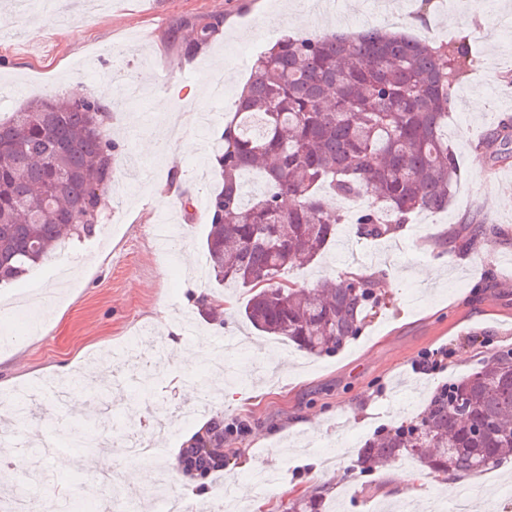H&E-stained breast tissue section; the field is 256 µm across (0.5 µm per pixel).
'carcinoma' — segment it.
<instances>
[{
    "label": "carcinoma",
    "instance_id": "1",
    "mask_svg": "<svg viewBox=\"0 0 512 512\" xmlns=\"http://www.w3.org/2000/svg\"><path fill=\"white\" fill-rule=\"evenodd\" d=\"M191 28L187 54L215 32L211 22ZM471 62L464 41L433 45L378 28L286 34L257 56L215 153L224 186L207 199L205 242L216 282L248 294L242 315L257 331L317 355L361 334L382 303L377 288L386 273H346L311 288L281 276L316 260L339 224L378 238L416 212L448 209L460 171L443 128L453 87ZM103 110L94 97L42 98L0 121V285L86 231L69 204L99 202L95 173L117 150ZM249 170L262 173L268 189L246 202L240 179ZM325 192L363 205L349 217ZM489 228L476 225L457 250L476 249ZM222 447L217 419L185 448L191 475L223 469ZM406 456L434 474L467 475L512 457V349L448 381L420 418L360 451L368 466ZM288 512H323V497L296 499Z\"/></svg>",
    "mask_w": 512,
    "mask_h": 512
}]
</instances>
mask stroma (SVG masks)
<instances>
[{
  "mask_svg": "<svg viewBox=\"0 0 512 512\" xmlns=\"http://www.w3.org/2000/svg\"><path fill=\"white\" fill-rule=\"evenodd\" d=\"M294 13L295 33L407 25L432 44L465 38L473 66L453 90L448 137L457 154L460 180L446 211L421 212L391 238L361 239L342 224L336 238L313 264L285 277L301 286L333 278L348 269H385L379 289L384 308L361 336L329 356H311L288 342L262 336L241 316L233 300L222 319L202 302L222 294L206 258L209 212L206 199L220 188L211 164L224 125L254 59L285 30L280 19ZM219 21L201 54L187 57L180 41L188 22ZM512 0L487 9L478 0H112L96 10L93 0H51L47 13L23 10L17 0H0V116L44 96H64L68 84L110 107L108 129L119 150L112 164V189L104 215L112 232L70 239L28 275L0 288V415L8 393L61 367L95 361L107 366L140 329H152L164 346L169 375L143 396L149 418L164 416L202 400L198 368L183 357L200 354L195 333L212 339L240 336L245 355L230 361L221 389L207 408L161 441L175 452L216 416L250 422L249 435L224 448V469L209 485L235 487L252 472L270 470L277 487L272 505L302 496L318 483L332 485L324 512H389L398 495L392 475L416 460L372 470L361 467L359 449L373 434L424 413L448 380L490 357L512 349V208L493 198L512 192V158L500 160L496 133L512 125ZM213 112L203 127H186L198 142L190 152L145 154L158 110ZM169 196L166 216L181 235L169 253L156 249L151 230L158 216L149 203L156 191ZM192 208H184L185 199ZM496 225L493 257L466 255L453 244L468 237L469 225ZM52 292L54 310L42 315L41 335L10 340L24 314L22 294ZM449 346L441 373L412 368L429 348ZM309 427L293 429L295 419ZM331 449L336 460L321 474L307 457ZM468 512H512V460L472 476L466 484Z\"/></svg>",
  "mask_w": 512,
  "mask_h": 512,
  "instance_id": "35a3bbf8",
  "label": "stroma"
}]
</instances>
